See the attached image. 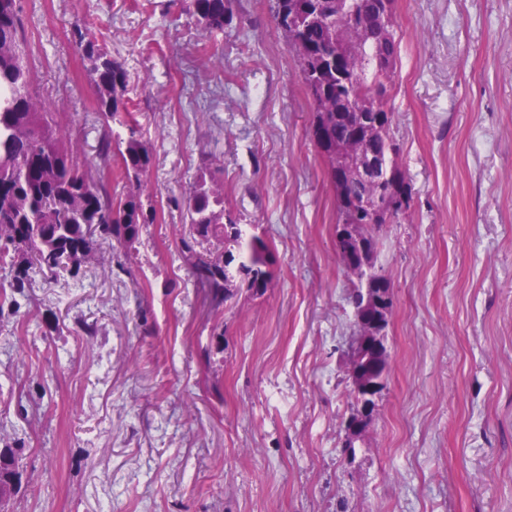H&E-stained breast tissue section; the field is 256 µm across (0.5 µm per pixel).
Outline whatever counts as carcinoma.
<instances>
[{
    "label": "carcinoma",
    "instance_id": "cac0c4a2",
    "mask_svg": "<svg viewBox=\"0 0 512 512\" xmlns=\"http://www.w3.org/2000/svg\"><path fill=\"white\" fill-rule=\"evenodd\" d=\"M236 0H186L185 11L204 30L220 32L234 18ZM269 16L286 39L312 107L314 145L336 193V223L348 237L336 240L349 299L367 288H390L381 273L355 265L358 247L375 253L378 233L411 208L413 189L400 163L390 103L398 79L399 37L394 0H266ZM71 39L81 54L101 125L97 158L104 166L118 156V178L130 188L112 198L60 135L58 113L35 91L29 29L19 0H0V313L25 318L22 295L34 269L79 280L101 260L100 245L130 250L156 211L144 204L153 155L130 128L113 137L110 122L133 121L127 73L97 44L88 27L75 24ZM344 66L336 70V45ZM182 250L197 286L217 312L238 288H267L271 247L259 235L244 236L224 209V184L215 173L200 177L184 197ZM17 450L0 449V502L19 492Z\"/></svg>",
    "mask_w": 512,
    "mask_h": 512
}]
</instances>
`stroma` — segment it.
Masks as SVG:
<instances>
[{"mask_svg": "<svg viewBox=\"0 0 512 512\" xmlns=\"http://www.w3.org/2000/svg\"><path fill=\"white\" fill-rule=\"evenodd\" d=\"M21 6L36 91L87 161L72 22L123 62L160 219L80 284L37 279L23 324L0 322V437L29 434L8 512H512V0L394 2L415 194L376 255L390 370L348 464L336 196L262 0L214 34L183 0ZM208 169L273 255L266 291L218 313L179 240Z\"/></svg>", "mask_w": 512, "mask_h": 512, "instance_id": "1", "label": "stroma"}]
</instances>
